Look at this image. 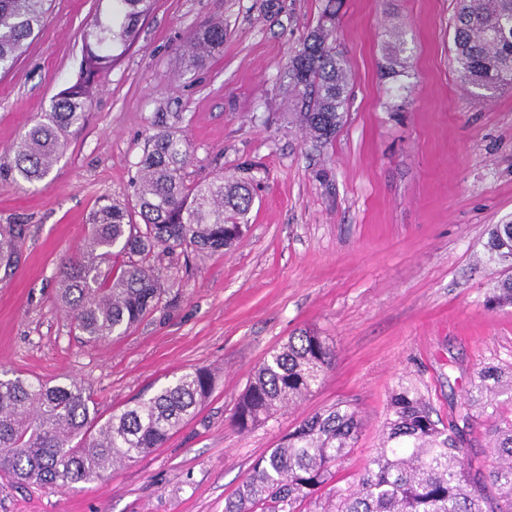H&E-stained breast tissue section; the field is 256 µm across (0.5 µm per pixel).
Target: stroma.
<instances>
[{"instance_id":"1","label":"stroma","mask_w":512,"mask_h":512,"mask_svg":"<svg viewBox=\"0 0 512 512\" xmlns=\"http://www.w3.org/2000/svg\"><path fill=\"white\" fill-rule=\"evenodd\" d=\"M324 0H155L136 45L102 76L83 124L42 181H0V224L26 227L0 265V373L73 378L107 416L195 367L210 397L165 444L98 481L62 489L0 475V512H224L254 461L315 412L347 402L361 432L337 467H368L388 396L417 381L441 417L487 364L512 365V307L490 310L502 277L490 225L512 222V87L474 104L453 61L456 0H342L336 43L352 83L326 144L297 124L285 72ZM98 0H54L45 25L0 76V157L75 78ZM224 22V52L186 69L184 39ZM399 26L407 89L391 100L383 47ZM190 146L186 179L249 183V229L231 249L157 252L171 305L125 336L82 342L57 300L59 269L104 199L130 202L156 114ZM304 330L336 364L304 400L242 431L231 421L266 354Z\"/></svg>"}]
</instances>
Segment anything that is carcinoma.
<instances>
[{
    "instance_id": "cac0c4a2",
    "label": "carcinoma",
    "mask_w": 512,
    "mask_h": 512,
    "mask_svg": "<svg viewBox=\"0 0 512 512\" xmlns=\"http://www.w3.org/2000/svg\"><path fill=\"white\" fill-rule=\"evenodd\" d=\"M83 33L76 79L61 89L53 109L0 158V179L16 184L43 180L65 145L68 130L84 120L97 80L138 40L139 23L154 0H99ZM52 0H0V72L25 53L43 28ZM336 0L288 63V87L301 101L299 122L309 138L327 143L344 121L352 74L335 36ZM224 51V24L209 21L186 38L180 58L200 68ZM456 71L475 101L512 85V0H457L453 17ZM400 38L384 45V76L398 98L407 60ZM185 139L160 130L136 163L134 203L106 202L90 217V233L60 270L58 299L87 344L119 338L156 311L166 294L150 262L157 249L221 252L238 242L253 203L247 183L217 176L189 183ZM142 223H137L136 218ZM24 228L0 225V265L19 257ZM488 260L508 270L486 301L512 306V224H493ZM123 258L118 270L112 259ZM328 340L311 331L272 349L242 392L232 415L247 430L320 385L334 365ZM448 423L412 382L392 389L379 447L353 487H336L329 512H512V419L498 415L499 397L512 401V372L481 368ZM215 373L198 367L148 397H139L103 419L90 392L70 379L49 385L21 376L0 378V471L47 488L67 487L117 471L161 447L210 396ZM487 423L492 462L470 458V432ZM355 408L336 405L283 436L252 465L225 512H300L335 477L333 467L358 438Z\"/></svg>"
}]
</instances>
